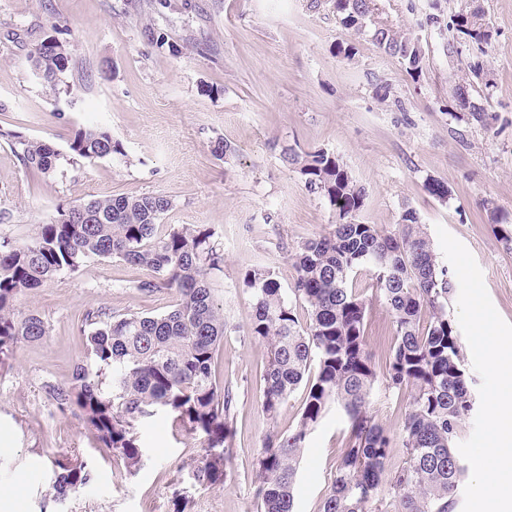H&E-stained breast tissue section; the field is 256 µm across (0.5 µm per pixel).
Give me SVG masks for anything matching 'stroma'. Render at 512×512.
I'll use <instances>...</instances> for the list:
<instances>
[{"mask_svg":"<svg viewBox=\"0 0 512 512\" xmlns=\"http://www.w3.org/2000/svg\"><path fill=\"white\" fill-rule=\"evenodd\" d=\"M375 3L376 22L417 38L418 76L370 34L341 27L328 5L313 9L307 0H0V128L64 153L77 130L99 125L123 146L122 154L63 162L53 175L33 177L0 139V235L30 241L59 207L93 197H171L164 223L208 225L224 246V272L212 286L224 303L225 335L212 372L237 397L232 478L223 488L195 483L201 438L161 414L137 424L142 465L130 472L79 419L61 413L45 387L68 382L85 359L87 311L159 316L179 296L136 291L148 270L118 259L61 274L15 302L19 312L39 313L48 334L21 345L0 373V486L14 492L0 512H171L179 491L193 512H256L253 459L269 433L295 427L304 393L296 391L276 419L263 412L267 353L245 339L252 303L241 279L261 264L291 288V251L336 221L284 160L285 149L339 156L366 189L360 222L391 230L410 208L428 236L444 227L474 256L494 307L512 323V245L489 219L495 212L512 224V0H439L436 13L430 0ZM473 9L484 14L490 40L484 52H455L448 22ZM150 26L166 33L164 43L148 40ZM58 27L67 30V93L46 87L29 61ZM340 43L352 44L354 55L338 56ZM477 56L478 75L467 66ZM457 83L469 86L483 121L457 118ZM219 137L236 150L231 162L212 153ZM432 179L447 183V201L428 193ZM357 280L379 364L391 314L370 276ZM347 438L342 410L330 407L300 461L295 512H319ZM62 453L80 454L95 479L60 504L50 485Z\"/></svg>","mask_w":512,"mask_h":512,"instance_id":"obj_1","label":"stroma"}]
</instances>
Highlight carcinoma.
Segmentation results:
<instances>
[{"instance_id":"cac0c4a2","label":"carcinoma","mask_w":512,"mask_h":512,"mask_svg":"<svg viewBox=\"0 0 512 512\" xmlns=\"http://www.w3.org/2000/svg\"><path fill=\"white\" fill-rule=\"evenodd\" d=\"M340 25L355 34L372 24L373 0H328ZM450 30L457 43L481 45L489 30L480 11L456 15ZM372 38L396 57L410 75L420 71L418 41L407 33L373 24ZM69 57L59 38L36 46L34 68L55 88ZM0 138L19 149L26 169L44 177L64 155L39 139L12 130ZM70 164L123 154L103 127L80 129L69 144ZM306 189L327 200L336 213L331 231L299 244L289 255L296 271L286 295L273 271L256 266L245 272L253 317L248 338L268 353L261 406L275 418L288 399L305 387L302 412L288 434L270 433L253 460V496L258 512H293L299 461L311 432L336 404L348 424L330 489L320 512H453L455 493L466 467L453 444L473 398L460 357L456 327L448 316L450 281L416 212L403 211L391 231L359 224L366 191L346 165L322 148L288 150ZM173 201L160 194L100 197L59 209L38 225L31 241L0 238V368L10 366L17 348L38 343L48 325L36 312H16L18 295L63 272L73 273L91 259L117 258L151 271L133 288L145 295L163 289L179 294L161 316L115 314L106 307L85 314L87 360L75 364L65 385L46 392L57 407L78 415L102 448H110L127 468L142 459L138 422L163 414L182 430L203 438L195 482L204 489L224 486L234 454L233 392L216 381L212 365L224 341V306L211 277L224 272V245L203 224H163ZM369 272L391 313L393 341L383 365L367 350L368 303L355 287ZM308 312L299 324L295 308ZM428 318L427 325L421 319ZM382 383L409 399L400 435L403 460L388 467L393 436L371 411V396ZM53 498L93 480L78 456L54 459Z\"/></svg>"}]
</instances>
